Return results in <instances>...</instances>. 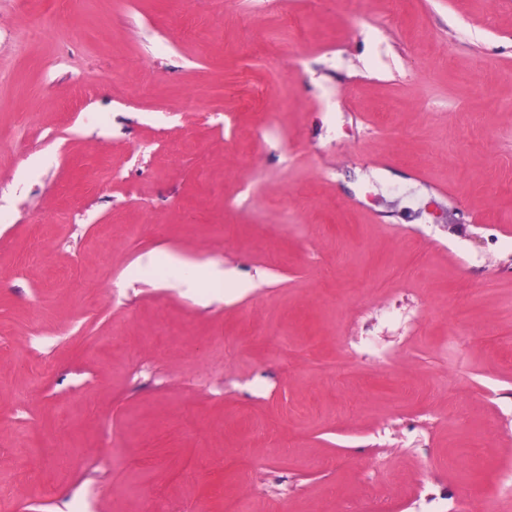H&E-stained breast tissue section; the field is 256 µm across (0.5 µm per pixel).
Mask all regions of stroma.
<instances>
[{"instance_id": "obj_1", "label": "stroma", "mask_w": 512, "mask_h": 512, "mask_svg": "<svg viewBox=\"0 0 512 512\" xmlns=\"http://www.w3.org/2000/svg\"><path fill=\"white\" fill-rule=\"evenodd\" d=\"M245 491L512 512V0H0V512ZM168 263L182 275L192 278L193 282H223L220 286L224 285V274L222 275L208 265H196L173 256L168 257Z\"/></svg>"}]
</instances>
